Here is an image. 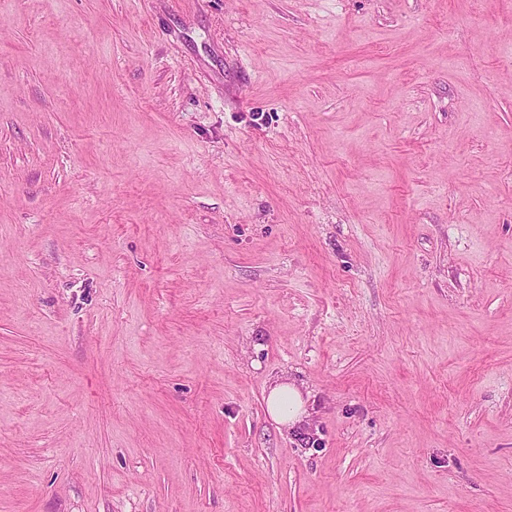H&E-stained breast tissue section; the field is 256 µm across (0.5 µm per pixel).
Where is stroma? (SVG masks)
I'll return each mask as SVG.
<instances>
[{
  "label": "stroma",
  "instance_id": "35a3bbf8",
  "mask_svg": "<svg viewBox=\"0 0 512 512\" xmlns=\"http://www.w3.org/2000/svg\"><path fill=\"white\" fill-rule=\"evenodd\" d=\"M506 45L512 0H0V512H512ZM267 413L280 425L294 427L302 422L305 414L300 391L289 383H274L266 398Z\"/></svg>",
  "mask_w": 512,
  "mask_h": 512
}]
</instances>
